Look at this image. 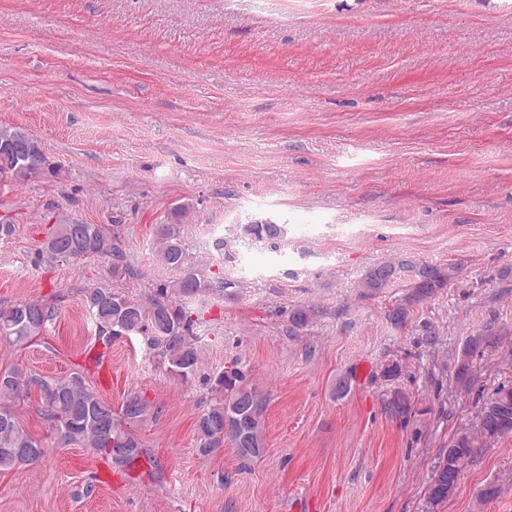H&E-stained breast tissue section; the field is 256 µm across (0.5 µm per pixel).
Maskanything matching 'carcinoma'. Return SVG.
I'll return each instance as SVG.
<instances>
[{
    "label": "carcinoma",
    "instance_id": "carcinoma-1",
    "mask_svg": "<svg viewBox=\"0 0 512 512\" xmlns=\"http://www.w3.org/2000/svg\"><path fill=\"white\" fill-rule=\"evenodd\" d=\"M61 166L51 163L36 138L20 126L0 127V183H24L42 176L56 177ZM187 207L179 205L170 211L163 224L155 225L154 237L160 262L180 273L171 288L156 292L149 308L110 288H96L86 297L92 313L98 340L108 345L123 334L149 332L150 349L168 363L169 372L187 379L196 374L200 355L195 329L199 318L182 299L202 292H221L233 287L224 279H205L190 262L181 235V224ZM246 235L258 240L281 236L278 224H246ZM45 252L54 260L78 261L91 255L110 254L117 250L111 234L99 224H77L60 220L44 244ZM412 277L410 287L427 297L442 288L452 274L430 264L403 259L384 260L368 267L358 281L365 295L377 294L403 274ZM54 310L39 302L23 301L0 305V343L12 346L27 344L39 337ZM502 331L489 325L482 332L467 336L462 356L457 361L455 379L463 387L470 384L473 358L497 346ZM35 389L43 404L46 420L65 442H81L111 460L118 467L133 463L146 455L137 436L119 427L112 404L100 398L92 387L78 376L38 378L16 367L0 373V473L23 464L39 461L45 454L39 441L27 433L17 421L10 401L22 392ZM216 398L198 415L196 434L198 452L207 457L230 441L243 460L260 457L264 452L263 406L256 390L245 384V374L233 361L210 380ZM130 423L137 424L151 414V404L138 395L131 396L121 408ZM479 427L458 433L440 454L426 486V512H441L457 490L461 476L458 461H470L485 438L512 434V387L496 390L481 408Z\"/></svg>",
    "mask_w": 512,
    "mask_h": 512
}]
</instances>
